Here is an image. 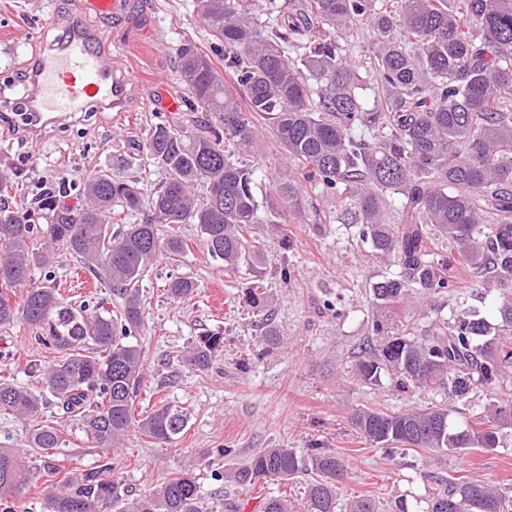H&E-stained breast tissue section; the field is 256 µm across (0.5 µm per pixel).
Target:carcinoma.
Masks as SVG:
<instances>
[{
  "mask_svg": "<svg viewBox=\"0 0 512 512\" xmlns=\"http://www.w3.org/2000/svg\"><path fill=\"white\" fill-rule=\"evenodd\" d=\"M253 0H200L201 21L224 51V72L187 42L178 48L188 105L207 123L187 135L167 122L154 125L135 150L145 148L167 176L156 185L94 170L82 182L74 207L62 191L44 187L28 206L14 204L15 179L0 174V328L21 320L43 332L63 355L39 373L41 387L27 390L0 380V413L34 417L46 397L72 414L98 448H118L137 430L170 444L188 423L183 408L162 405L141 420L133 403L143 378L144 352L128 341L141 325L140 283L164 253L186 244L178 224L199 227L209 255L235 268L259 261L252 229L281 228L288 212L317 223L316 202L336 198L340 220L359 226L373 254L395 272L372 285L373 296L392 306L421 290L438 295L453 287L449 269L469 273L475 288L494 295L496 323L471 309L448 322L435 320L412 333L375 328L377 344L362 355L357 377L375 384L383 372L402 388L443 395L466 404L475 386L492 393L482 415L464 425L442 402L390 412L355 411L350 421L371 445L433 452L498 448L499 431L512 427V0H287L268 20ZM373 34L370 71L379 102L366 107L362 76L342 43L361 24ZM245 98L241 110L224 86L223 73ZM256 114L270 123L291 167L274 177V194L260 215L256 169L231 160L225 144L247 152L255 141ZM403 197L395 218L388 194ZM137 224L113 230L125 216ZM456 255L433 251L434 240ZM63 248L78 256L119 299L113 310L76 306L49 287L16 290L32 280ZM195 283L177 277L174 299ZM250 305L264 311L263 284L248 282ZM223 337H198L180 359L209 367ZM28 447L49 474L66 440L48 423L31 425ZM312 466L320 479L299 504L281 496L263 512H336V482L344 460L320 448L309 460L292 448H265L235 474L249 487L260 480L287 482ZM29 483L17 448H0V498ZM495 485L450 481L427 503V512H501ZM205 512L196 477L175 476L137 498L115 480L91 472L62 477L45 487L43 512Z\"/></svg>",
  "mask_w": 512,
  "mask_h": 512,
  "instance_id": "1",
  "label": "carcinoma"
}]
</instances>
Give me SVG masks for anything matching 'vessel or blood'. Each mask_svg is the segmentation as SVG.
<instances>
[{
    "label": "vessel or blood",
    "mask_w": 512,
    "mask_h": 512,
    "mask_svg": "<svg viewBox=\"0 0 512 512\" xmlns=\"http://www.w3.org/2000/svg\"><path fill=\"white\" fill-rule=\"evenodd\" d=\"M85 14L126 17L130 0H81ZM62 45L49 48L34 59L32 86L25 101L32 117L31 133L65 122L89 108H127V78L105 56L103 31H85L69 22Z\"/></svg>",
    "instance_id": "1"
}]
</instances>
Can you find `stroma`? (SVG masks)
Segmentation results:
<instances>
[{
    "label": "stroma",
    "instance_id": "obj_1",
    "mask_svg": "<svg viewBox=\"0 0 512 512\" xmlns=\"http://www.w3.org/2000/svg\"><path fill=\"white\" fill-rule=\"evenodd\" d=\"M78 2L0 0V87L7 96L0 102V170H20L19 204L40 185L55 182L68 188L67 204L76 205L73 186L95 168L112 167L127 156L133 139L145 137L153 124L165 120L191 132L206 120L186 104L177 56L187 40L203 51L212 49L211 32L199 18V0H135L131 18L116 24L81 17ZM76 18L87 28L107 32L103 50L131 75L140 104L131 112H86L70 124L46 130L41 138L21 137L8 101L24 96L25 90L12 85L11 78L44 48L57 44L66 22ZM254 127L256 142L243 160L256 170L255 192L263 203L272 193V175L288 160L267 121L255 119ZM319 206L325 223L287 221L291 248H283L280 236L266 225L254 230L262 254L259 278L280 334L274 346L264 341L262 317L244 296L247 268H225L209 256L197 225L180 226L186 252L160 256L141 282L142 322L133 340L146 356L133 415L140 419L165 404L181 406L188 413L187 426L164 447L134 432L123 447L106 450L95 447L78 421L55 402H47L42 416L66 440L62 473L85 474L108 462L111 478L136 497L189 470L213 512H262L271 496L301 501L312 472L285 484L262 481L246 488L234 483L232 473L265 448H292L304 456L318 446L346 461L347 473L338 485L343 504L369 498L378 512H397L396 502L403 501L409 512H425L442 478L487 482L512 497V429L504 430L500 447L492 452L418 448L389 455L350 426L348 418L357 409L401 411L430 405L436 397L398 390L386 373L375 385L355 377L356 361L376 341L372 324L385 315L372 285L391 270L373 256L357 226L335 222L334 200ZM82 267L79 257L60 250L48 267L34 271L33 280L57 289L65 299L111 308L112 293L91 274L84 273L83 286L74 287L72 276ZM175 276L193 279L194 292L171 298L167 286ZM467 308L479 309L490 320L495 317L492 300L471 296L468 280L461 277L454 290L409 298L390 317L414 329L455 318ZM210 333L221 334L224 341L206 370L178 362L192 341ZM59 357V350L39 341L36 329L26 324L0 330V378L38 390L37 368Z\"/></svg>",
    "mask_w": 512,
    "mask_h": 512
}]
</instances>
